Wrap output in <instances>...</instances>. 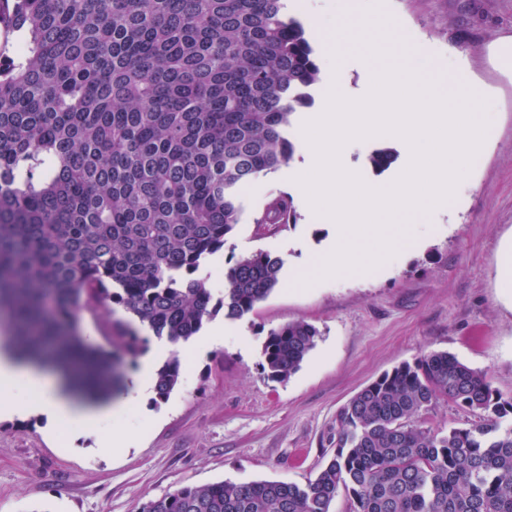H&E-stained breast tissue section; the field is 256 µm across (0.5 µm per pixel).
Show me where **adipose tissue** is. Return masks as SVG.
<instances>
[{
    "label": "adipose tissue",
    "mask_w": 512,
    "mask_h": 512,
    "mask_svg": "<svg viewBox=\"0 0 512 512\" xmlns=\"http://www.w3.org/2000/svg\"><path fill=\"white\" fill-rule=\"evenodd\" d=\"M165 354V348L159 347L143 358L142 374L126 395L103 407L87 408L71 401L60 384L48 382L38 369L20 363L9 349H2L0 421L37 417L45 421L52 433L69 430V446H76L84 437L93 439L100 450L122 447V438L103 433L100 425L120 406L138 404L150 394L156 366Z\"/></svg>",
    "instance_id": "obj_1"
}]
</instances>
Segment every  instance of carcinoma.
Here are the masks:
<instances>
[{"label":"carcinoma","mask_w":512,"mask_h":512,"mask_svg":"<svg viewBox=\"0 0 512 512\" xmlns=\"http://www.w3.org/2000/svg\"><path fill=\"white\" fill-rule=\"evenodd\" d=\"M0 47V316L36 358L52 350L74 384H104L145 339L94 349L73 313L121 308L159 339L188 341L219 312L237 320L278 286L264 251L224 272L214 298L203 260L240 221L238 190L294 158L285 135L313 103L321 68L284 0H15ZM271 199L256 230L294 224ZM304 321L273 328L262 370L284 381L314 348ZM181 364L155 376L166 399ZM441 400L478 417L432 425ZM512 397L447 352L403 362L336 414L330 458L306 484L182 485L140 512H512Z\"/></svg>","instance_id":"cac0c4a2"}]
</instances>
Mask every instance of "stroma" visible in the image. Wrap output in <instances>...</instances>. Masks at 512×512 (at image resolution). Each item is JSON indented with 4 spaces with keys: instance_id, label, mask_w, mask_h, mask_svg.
I'll return each instance as SVG.
<instances>
[{
    "instance_id": "1",
    "label": "stroma",
    "mask_w": 512,
    "mask_h": 512,
    "mask_svg": "<svg viewBox=\"0 0 512 512\" xmlns=\"http://www.w3.org/2000/svg\"><path fill=\"white\" fill-rule=\"evenodd\" d=\"M395 34L436 74L448 72L449 50L488 93L497 120L485 155L460 182V206L412 224L396 256L372 271L347 273L297 287L313 273L339 229L297 205L296 223L257 235L264 205L285 192L287 165L239 189L240 222L202 275L265 251L283 262L279 285L245 318L228 320L219 341L212 323L179 345L181 382L163 401L106 421L130 449L93 452L88 440L66 448L44 421H0V512H139L181 485L284 480L302 483L323 461L322 443L336 413L360 389L404 361L454 354L486 372L512 396V296L498 288L495 258L512 236V70L499 69L492 48L512 38V0H386ZM392 160L377 166L373 155ZM408 157L395 140L351 142L342 154L367 183L395 177ZM96 346L119 336L123 311L94 306L77 312ZM304 321L319 332L300 369L285 382L263 373L270 329Z\"/></svg>"
}]
</instances>
